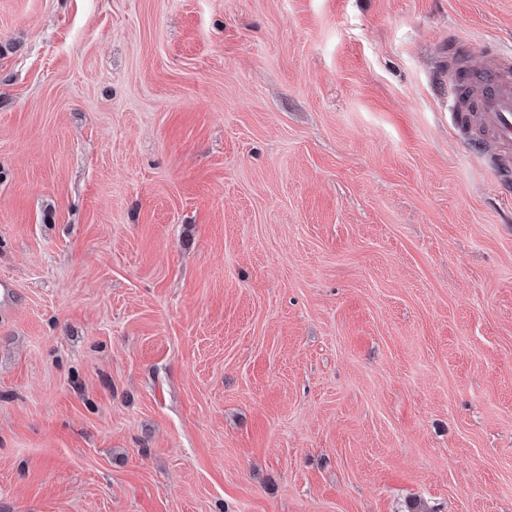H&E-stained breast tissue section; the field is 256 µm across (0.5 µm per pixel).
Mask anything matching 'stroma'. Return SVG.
<instances>
[{
	"mask_svg": "<svg viewBox=\"0 0 512 512\" xmlns=\"http://www.w3.org/2000/svg\"><path fill=\"white\" fill-rule=\"evenodd\" d=\"M452 36L512 0H0V512H512Z\"/></svg>",
	"mask_w": 512,
	"mask_h": 512,
	"instance_id": "35a3bbf8",
	"label": "stroma"
}]
</instances>
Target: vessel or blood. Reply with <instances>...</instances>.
Instances as JSON below:
<instances>
[{
	"label": "vessel or blood",
	"mask_w": 512,
	"mask_h": 512,
	"mask_svg": "<svg viewBox=\"0 0 512 512\" xmlns=\"http://www.w3.org/2000/svg\"><path fill=\"white\" fill-rule=\"evenodd\" d=\"M467 43L448 46V110L452 122L476 142L494 143L501 158L512 157V53L498 52L470 65Z\"/></svg>",
	"instance_id": "vessel-or-blood-1"
}]
</instances>
